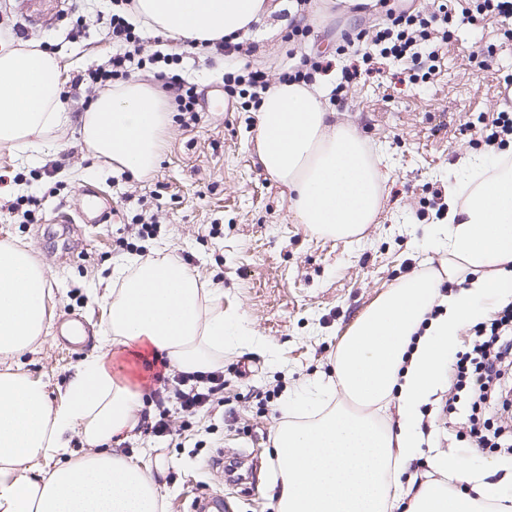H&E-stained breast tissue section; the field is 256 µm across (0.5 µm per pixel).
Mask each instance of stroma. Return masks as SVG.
<instances>
[{"label":"stroma","mask_w":512,"mask_h":512,"mask_svg":"<svg viewBox=\"0 0 512 512\" xmlns=\"http://www.w3.org/2000/svg\"><path fill=\"white\" fill-rule=\"evenodd\" d=\"M88 25L81 42L66 38L73 3ZM255 26L248 37L254 55L266 60L276 80L289 53L306 46L288 41L291 0ZM367 0L356 9L343 0H314L310 40L335 52L344 34L382 21L386 8ZM107 0H0V27L33 42L56 44V56L73 78L104 64L112 45L95 15ZM489 16L478 26L463 24L442 48L440 68L429 81H399L400 66L388 62L386 76L365 77L344 100L332 101L379 155L382 207L376 223L348 240L319 238L296 223L287 189L261 168L255 144V113L240 103L217 109L207 99L221 83L223 57H186L183 76L198 89L195 123L170 114L160 162L154 172L133 177L119 164L98 158L77 128L56 140L48 155L10 159L0 148V175L19 189L0 195V240L30 247L51 280L50 331L36 352L20 356L31 377L58 399L78 364L90 353L102 316L101 278L115 265L151 255L159 245L174 257L189 256L201 278L224 282V309L243 315L262 345L224 354L223 400L208 412L185 417L169 405L173 436L131 431L115 450L124 456L165 463L161 512H191L196 493L223 497L224 512H275L273 436L281 419L280 398L317 378L334 375L336 349L348 328L398 279L440 268L443 250H423V236L438 222L434 191H448L460 179L459 162L485 145L470 123L477 116L512 112V39ZM494 54L479 59L480 46ZM102 191L112 205L104 224L79 218L85 191ZM38 198L33 219L18 198ZM156 216L157 232L135 238L136 215ZM134 239L136 251L119 249L118 238ZM444 383L419 407L428 434L408 475L425 479L430 459L448 452L468 459L487 482L503 483L512 454L465 447L468 403ZM454 398V397H453Z\"/></svg>","instance_id":"stroma-1"}]
</instances>
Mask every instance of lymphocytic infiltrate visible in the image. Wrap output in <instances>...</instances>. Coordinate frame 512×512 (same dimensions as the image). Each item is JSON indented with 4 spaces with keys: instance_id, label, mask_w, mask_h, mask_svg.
<instances>
[{
    "instance_id": "1",
    "label": "lymphocytic infiltrate",
    "mask_w": 512,
    "mask_h": 512,
    "mask_svg": "<svg viewBox=\"0 0 512 512\" xmlns=\"http://www.w3.org/2000/svg\"><path fill=\"white\" fill-rule=\"evenodd\" d=\"M133 0H109L106 12L98 17L112 43V55L106 65L74 77V84H84L94 91L112 88L126 81L138 70L155 67L163 78V88L171 93L178 112L195 115L198 93L194 84L179 73L182 54L157 50L142 53V37L129 19ZM512 17V0H468L459 7L458 0H434L432 7L411 6L399 11L387 10L384 22L354 33L344 34L337 54L349 57L340 69L334 89L336 97H345L351 84L362 76L376 73L382 60L403 63L409 80L424 81L433 75L441 60L440 50L454 35L459 22L478 24L486 16ZM224 93L228 99H246L259 104L269 87L264 71L235 66L225 70ZM469 350L457 352L453 387L466 394L472 413L468 417L470 446L475 450L512 451V303L507 304L487 322L474 327ZM152 392L159 417L152 430L159 437L171 433L165 402L178 404L188 415L208 409L224 389V374L184 372L172 375L162 370L154 374Z\"/></svg>"
}]
</instances>
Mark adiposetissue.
I'll return each instance as SVG.
<instances>
[{"instance_id":"ef3b65f1","label":"adipose tissue","mask_w":512,"mask_h":512,"mask_svg":"<svg viewBox=\"0 0 512 512\" xmlns=\"http://www.w3.org/2000/svg\"><path fill=\"white\" fill-rule=\"evenodd\" d=\"M276 10L273 0H134L133 15L174 43L241 41ZM59 59L0 29V146L35 158L51 136L75 125L96 156L145 177L156 166L168 103L133 78L99 93L72 115L61 101ZM258 161L288 190L298 223L331 239L359 236L382 201L379 160L318 88L273 83L256 112ZM450 189L448 221L422 241L447 249L448 264L401 278L361 314L336 350L335 377L287 393L273 445L279 465L276 512H512V495L450 455L435 478L401 481L419 442L417 412L447 376L461 331L512 287V166L470 155ZM472 274L443 316L429 313L444 279ZM98 345L59 400L18 358L48 329L51 283L30 248L0 241V512H159L162 463L107 452L132 431L142 391L112 371V351L138 345L183 372L214 368L225 350L253 348L252 330L224 310V283L201 280L155 247L134 270L113 271ZM341 390L350 408L328 407ZM395 403V423L375 412Z\"/></svg>"}]
</instances>
